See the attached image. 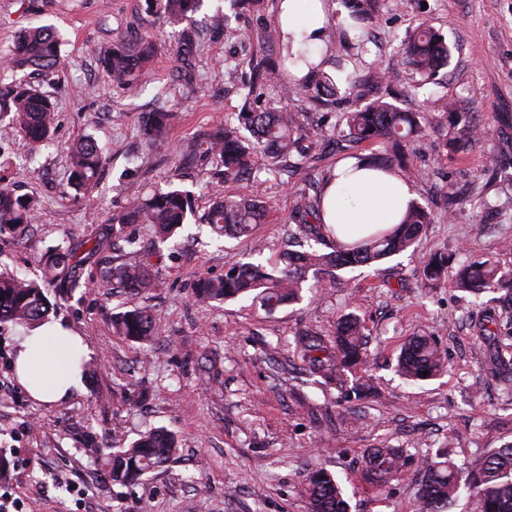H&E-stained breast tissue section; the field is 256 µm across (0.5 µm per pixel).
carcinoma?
I'll return each mask as SVG.
<instances>
[{
    "instance_id": "1",
    "label": "carcinoma",
    "mask_w": 512,
    "mask_h": 512,
    "mask_svg": "<svg viewBox=\"0 0 512 512\" xmlns=\"http://www.w3.org/2000/svg\"><path fill=\"white\" fill-rule=\"evenodd\" d=\"M200 0H160L159 11L171 22H183L196 12ZM62 38L48 26L23 29L17 34L6 56L7 68L18 71L27 67L53 70L60 64ZM156 42L150 37H118L103 55V65L112 82L126 86L154 57ZM399 52L406 65L419 76L423 87L435 80L439 68L448 63L451 49L445 38L434 29L419 24L402 42ZM252 80L248 82L243 112L238 124H226L208 139L207 152L219 158L224 177L242 181L257 165L267 168L288 166V159L298 154L295 162L300 180L308 178L307 154L301 142L305 139L296 113L286 108L250 107V97L258 86L280 88L282 97L296 100L310 91V86H290L279 83L276 65L267 57H252L248 61ZM0 114L10 117L34 144L48 141L55 127L54 103L36 87L23 81L0 79ZM175 118L172 112H154L146 116L144 131L148 143L155 149L166 145V133ZM344 128L336 140L359 144H379L380 167L398 169L401 177L412 184L419 173L406 163L409 144L432 132L445 137V142L460 152L480 139L482 129L470 124L469 113L447 104L433 115L406 112L394 103L379 97L343 113ZM102 163V151L91 138L77 141L71 151V171L68 186L79 199L95 181ZM35 205L15 190L0 185V235L21 237L35 221ZM263 207L245 191L233 197L213 195L210 206L201 217L211 232L225 235H249L260 222ZM195 217L192 196L178 187L158 189L148 195L131 197L126 206L107 220L112 235L122 232L128 224H150L155 242L164 245L175 239L179 230ZM437 215L417 203L412 204L400 224L386 232L350 244L341 243L324 231L320 204L305 202L292 216L293 236L308 244V248L287 254L281 261L231 263L219 278H201L195 285V296L202 302L222 303L246 294L254 295L263 306L274 311L295 301L303 288L301 272L313 271L315 287L319 288L333 272L345 268L370 266L392 255L410 249L425 226L434 223ZM328 251L322 252L317 246ZM101 266L105 281L117 279L132 292L139 294L159 287L151 274L149 263L138 258L117 266L107 254L103 239L86 243L55 246L45 253V277L29 280L12 273L0 272V324L34 327L49 319L52 305L48 292L66 294L82 287V270L91 259ZM457 263V253L434 254L423 270V284L438 281L448 270L455 269L456 285L470 293L484 290L512 292V270L497 260L487 258L469 263ZM155 316L148 307L118 313L112 318L115 333L135 342H148L154 331ZM365 325L360 316L346 313L336 320L333 330L326 333L304 332L295 341V353L302 369L314 382L334 384L340 389L363 397L374 391L370 379L356 376L359 364L365 361ZM448 370L446 353L432 336H412L397 357V373L406 381L416 383L432 379ZM428 375H422V372ZM177 452L174 434L164 428H151L131 446L109 455L112 481L131 484L144 474L169 461ZM363 478L369 484L380 485L398 475L405 465L401 448H368L364 452ZM425 479L421 484L419 512H445L461 490H467L479 504L480 512H512V442L491 449L472 464L467 475L446 452L425 461L421 467ZM308 512H347V501L339 483L324 471H314L306 479Z\"/></svg>"
}]
</instances>
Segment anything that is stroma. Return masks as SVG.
<instances>
[{"label": "stroma", "mask_w": 512, "mask_h": 512, "mask_svg": "<svg viewBox=\"0 0 512 512\" xmlns=\"http://www.w3.org/2000/svg\"><path fill=\"white\" fill-rule=\"evenodd\" d=\"M281 0L244 8L238 0H203L192 27L191 66L178 74L176 47L183 24L166 22L148 0H0V55L24 28L54 26L63 38L58 71H28L56 105L50 141L33 148L9 120L0 119V176L33 200L36 220L23 238L0 236V270L30 279L42 275L48 248L110 234L107 220L133 191L167 186L191 190L195 212L207 210L213 191H249L267 212L252 237L213 239L203 224L185 225L176 243L151 257L156 291L134 295L100 280L86 267L72 295L53 297L51 319L68 324L88 348L83 388L62 404L32 399L13 362L23 328H0V453L10 461L0 476V512H307L304 483L323 469L343 485L350 512H417L423 460L449 448L462 468L488 449L512 440V387L490 375L495 355L480 323L493 295L458 290L453 280L418 287L429 258L449 249L462 258H497L512 267V0H372L374 20L351 30L346 0H323V72L336 99L296 102L304 112L312 184L298 193L286 173L254 171L248 184L219 180L218 158L206 151L208 134L236 122L244 103L250 57L270 54L292 80L291 55L279 41ZM228 15L253 41L231 38L213 23ZM439 31L452 47L448 68L418 86L398 47L419 23ZM127 32L158 45L148 68L130 87L113 84L100 59ZM393 76L402 108L429 113L445 100L468 107L484 131L463 155L441 136L414 141L406 161L422 177L415 200L451 209L407 252L380 269L337 272L334 284L268 312L260 302L204 303L194 295L201 278L223 275L229 264L278 259L304 197H315L324 175L347 159H375V146L339 152L319 135L333 136L343 112L355 106L349 80L375 63ZM170 111L177 119L169 147L143 140L144 116ZM93 137L105 161L89 202L63 193L73 143ZM146 306L156 316L154 336L141 344L115 335L113 315ZM353 312L365 322L373 380L369 401L344 400L336 386L314 384L294 354L301 331H328ZM432 336L450 368L415 384L395 372L407 337ZM154 427L171 431L174 459L133 485L113 483L106 457ZM399 447L406 464L382 485L362 478L365 449Z\"/></svg>", "instance_id": "35a3bbf8"}]
</instances>
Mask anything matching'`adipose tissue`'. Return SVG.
<instances>
[{"instance_id": "ef3b65f1", "label": "adipose tissue", "mask_w": 512, "mask_h": 512, "mask_svg": "<svg viewBox=\"0 0 512 512\" xmlns=\"http://www.w3.org/2000/svg\"><path fill=\"white\" fill-rule=\"evenodd\" d=\"M324 23L322 0H283L281 33L292 47L316 44ZM414 199L396 174L354 161L338 164L321 198V218L346 242L399 224ZM82 338L64 324L45 322L22 336L15 362L19 383L37 401L60 404L82 386Z\"/></svg>"}]
</instances>
